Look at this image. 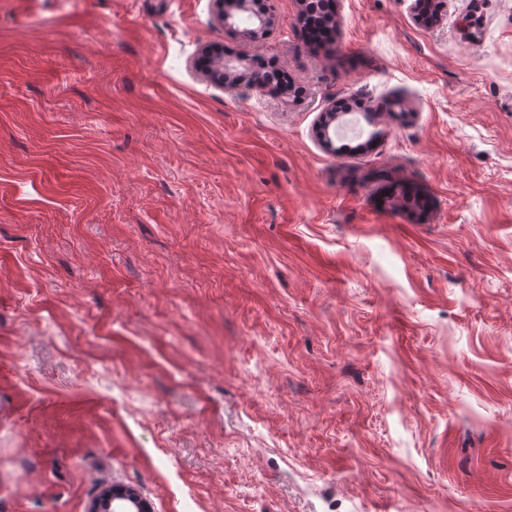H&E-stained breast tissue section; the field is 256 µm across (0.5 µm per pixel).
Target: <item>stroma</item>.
<instances>
[{
    "label": "stroma",
    "instance_id": "35a3bbf8",
    "mask_svg": "<svg viewBox=\"0 0 512 512\" xmlns=\"http://www.w3.org/2000/svg\"><path fill=\"white\" fill-rule=\"evenodd\" d=\"M410 4L0 0V512H512V0ZM254 0H213L214 17L222 26L234 25L240 14L247 13L253 16V25L256 27L246 28L247 34L255 35L258 30L263 29L273 18V8L270 0H265L261 12L253 9ZM234 64L224 61V49L221 46H204L199 50L194 67L202 78L211 85L232 92L241 84H248L257 90L263 91L260 79L248 72L242 60ZM345 113L336 111V104L329 106L321 115L318 126V137L328 151L335 152V145L331 136V132L335 135L336 124L340 121ZM147 505L131 489L108 490L101 494L90 512H144Z\"/></svg>",
    "mask_w": 512,
    "mask_h": 512
}]
</instances>
